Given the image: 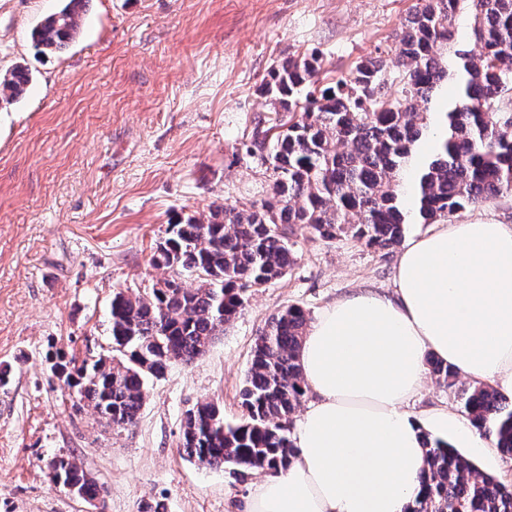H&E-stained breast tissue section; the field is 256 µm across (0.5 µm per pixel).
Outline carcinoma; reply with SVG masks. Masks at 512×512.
<instances>
[{"mask_svg": "<svg viewBox=\"0 0 512 512\" xmlns=\"http://www.w3.org/2000/svg\"><path fill=\"white\" fill-rule=\"evenodd\" d=\"M89 0H66L32 31L41 53L77 36ZM467 15L474 48L458 18ZM393 66L398 83L379 99L386 62L369 56L345 78L321 83L315 57L273 69L261 95L288 120L255 137L247 152L269 165V199L250 210L216 206L209 217L169 225L152 257L175 276L146 295L115 293L110 306L112 357L79 362L56 354L76 405L92 407L114 430L134 427L148 381L175 360L204 354L242 310L249 289L283 277L293 264L284 224L324 239L349 236L386 250L409 224H433L467 206L512 195V0H418L402 24ZM31 81L17 65L0 76V101L21 98ZM308 323L299 306L273 314L261 329L241 392L242 420L224 421L212 401L185 413L182 448L198 465L229 467L237 478L288 468L296 448L293 417L305 396L299 352ZM436 382L457 373L432 357ZM462 412L497 439L512 459V402L480 385L458 389ZM428 473L413 512H512V488L480 470L448 442L424 437ZM61 486L86 502L102 488L82 466L61 456Z\"/></svg>", "mask_w": 512, "mask_h": 512, "instance_id": "carcinoma-1", "label": "carcinoma"}]
</instances>
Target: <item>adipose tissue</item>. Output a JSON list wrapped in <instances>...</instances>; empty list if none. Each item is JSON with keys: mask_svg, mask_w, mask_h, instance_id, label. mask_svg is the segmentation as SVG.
<instances>
[{"mask_svg": "<svg viewBox=\"0 0 512 512\" xmlns=\"http://www.w3.org/2000/svg\"><path fill=\"white\" fill-rule=\"evenodd\" d=\"M392 293L359 290L312 321L300 363L309 396L287 470L255 483L239 512H409L423 432L493 442L448 407L410 403L436 358L512 394V225L444 224L398 255Z\"/></svg>", "mask_w": 512, "mask_h": 512, "instance_id": "1", "label": "adipose tissue"}]
</instances>
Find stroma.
<instances>
[{
    "label": "stroma",
    "mask_w": 512,
    "mask_h": 512,
    "mask_svg": "<svg viewBox=\"0 0 512 512\" xmlns=\"http://www.w3.org/2000/svg\"><path fill=\"white\" fill-rule=\"evenodd\" d=\"M416 0H89L69 47L38 54L32 28L59 0H0V74L32 82L0 108V512H235L259 473L237 480L181 447L184 413L216 402L242 416L256 337L278 309L316 317L349 292H391L398 248L327 240L293 227L288 273L247 293L208 350L150 381L136 426L114 432L76 408L51 365L56 352H112L117 291L151 292L171 272L151 257L170 224L215 205L247 210L272 173L245 150L278 121L259 93L273 68L311 55L320 77L362 58L391 59ZM75 458L104 486L99 507L49 477Z\"/></svg>",
    "instance_id": "1"
}]
</instances>
